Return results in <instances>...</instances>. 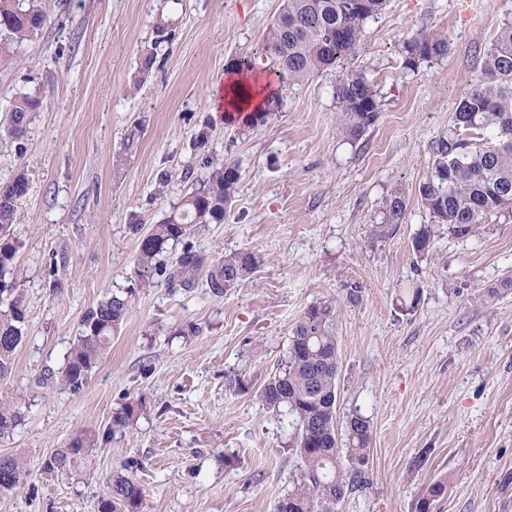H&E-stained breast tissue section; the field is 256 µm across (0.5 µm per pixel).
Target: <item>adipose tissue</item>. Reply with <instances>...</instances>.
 <instances>
[{
    "instance_id": "1",
    "label": "adipose tissue",
    "mask_w": 512,
    "mask_h": 512,
    "mask_svg": "<svg viewBox=\"0 0 512 512\" xmlns=\"http://www.w3.org/2000/svg\"><path fill=\"white\" fill-rule=\"evenodd\" d=\"M271 94L264 77L232 70L214 90L213 97L226 118L246 122L253 113L262 111Z\"/></svg>"
}]
</instances>
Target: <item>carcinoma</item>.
Returning <instances> with one entry per match:
<instances>
[{"label": "carcinoma", "mask_w": 512, "mask_h": 512, "mask_svg": "<svg viewBox=\"0 0 512 512\" xmlns=\"http://www.w3.org/2000/svg\"><path fill=\"white\" fill-rule=\"evenodd\" d=\"M386 0H288L271 24L255 56L240 57L231 64L239 72H251L259 62L273 75L280 90H292L309 78L334 72L341 60L353 56L366 22L380 14ZM46 14L33 0H0V66L20 59L25 45L42 30ZM410 58L429 59L448 53L444 37L421 34L405 46ZM336 100L341 131L360 138L374 125L380 112L375 87L357 73L336 75ZM40 107L36 97L24 96L12 104L8 133L18 138L30 114ZM454 124L464 133L476 131L482 139L461 135L439 140L433 149L431 172L418 187V199L434 224L448 225L457 238L471 234L487 214L512 207V23L504 24L484 50L474 87L458 101ZM199 187L187 194L160 223L139 238L137 265L151 268L168 247L189 235L194 224H221L235 198L240 179L233 161L213 159ZM29 180L20 172L0 186V299L11 302L0 309V381L13 370L14 354L24 340L26 314L17 291L15 256L20 248L14 236L19 202L28 194ZM408 201L397 189L383 202V220L377 235L391 237L403 223ZM199 266V260L184 249L179 265L168 273L170 288L184 287ZM255 268L248 253L224 258L208 272L210 291L221 295L243 282ZM134 291L113 294L90 308L82 317L81 332L68 352L60 373L47 370L39 378L77 392L102 362L133 308ZM338 309L326 300L309 307L296 322L290 336L287 360L258 392L262 404L288 420L292 428L287 448L298 459L292 489L276 505V512H336L346 496L368 484L367 464L372 437L370 419L355 412L346 419L339 435L336 417L340 353L336 336ZM133 416L126 407L112 416L102 436L76 434L66 446L55 450L42 463L46 472L76 469L87 462V449L108 443L125 429ZM25 420L22 407L0 397V438L12 433ZM344 448H339V445ZM345 458H340V452ZM0 487L13 490L27 476L25 463L0 456ZM140 483L120 472L112 475L108 490L99 501V512H134L143 497ZM445 485L428 486L417 502L416 512H431Z\"/></svg>", "instance_id": "carcinoma-1"}]
</instances>
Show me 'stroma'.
Segmentation results:
<instances>
[{
    "label": "stroma",
    "mask_w": 512,
    "mask_h": 512,
    "mask_svg": "<svg viewBox=\"0 0 512 512\" xmlns=\"http://www.w3.org/2000/svg\"><path fill=\"white\" fill-rule=\"evenodd\" d=\"M37 4L44 28L17 65L0 67V183L22 171L30 184L14 226L26 339L0 383L25 412L0 455L21 457L28 477L0 492V512H98L117 471L144 488L136 512H275L296 463L286 424L258 392L284 364L294 324L329 298L340 306L337 420L358 412L372 425L369 483L338 512H415L435 482L445 492L432 512H512V293L485 294L512 278V208L469 237L442 226L428 252L413 248L429 222L417 190L433 148L452 135L478 53L512 22V0H387L341 63L380 101L358 140L338 129L332 74L283 93L278 112L251 126L215 111V87L234 58L259 52L282 0ZM167 22L163 42L156 28ZM422 33L447 35L448 53L407 65L404 44ZM149 50L157 60L144 73ZM25 94L42 106L14 138L9 109ZM213 158L239 165L223 223L196 225L139 271L134 225L163 219ZM398 188L405 219L378 237ZM187 247L203 263L189 286L170 289L163 272ZM240 252L253 255V273L212 294L209 269ZM129 288L133 314L86 385L39 384L63 367L85 312ZM234 377L244 389L229 386ZM127 405L130 424L91 448L87 465L41 472L51 451L101 433Z\"/></svg>",
    "instance_id": "obj_1"
}]
</instances>
